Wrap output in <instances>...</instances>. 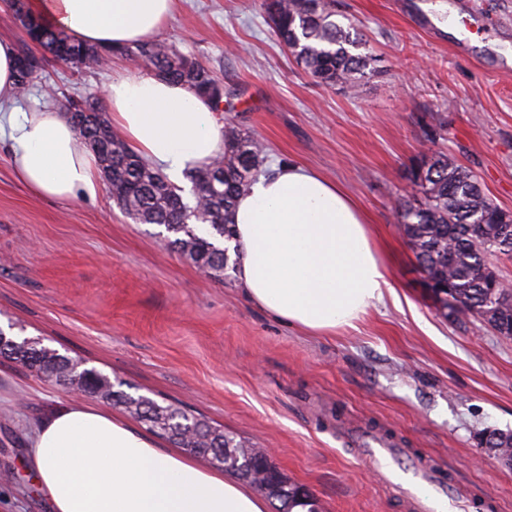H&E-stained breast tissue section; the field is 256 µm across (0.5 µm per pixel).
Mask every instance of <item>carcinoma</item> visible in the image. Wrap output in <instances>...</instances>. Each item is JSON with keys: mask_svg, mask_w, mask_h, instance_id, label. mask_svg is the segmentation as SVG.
<instances>
[{"mask_svg": "<svg viewBox=\"0 0 512 512\" xmlns=\"http://www.w3.org/2000/svg\"><path fill=\"white\" fill-rule=\"evenodd\" d=\"M276 37L288 47L298 65L319 82L354 91L379 73L376 56L335 0H261ZM26 39L18 53L35 43L47 50L45 64L83 72L101 67L102 55L117 53L150 66L156 75L188 86L208 98L212 110L224 102V82L203 65L164 42L145 39L116 49L92 47L67 33L28 16L24 2L12 5ZM85 106L81 125L75 128L79 144L95 147L108 191L123 212L140 224H158L173 234L168 244L213 278H224L236 269L230 259L232 214L237 197L260 172L266 146L224 128L227 147L223 163H212L188 178L191 200L165 176L147 167L116 134L100 126L98 104L80 99ZM409 177L420 199L398 208L400 231L420 268L430 279L423 281L436 310L459 324L470 320L490 323L512 318L498 272L488 263L493 254L512 256V212L498 206L484 191L477 175L444 154H424L410 169ZM485 225L481 234L470 230ZM0 357L34 372L44 382L69 393L78 388L104 403L125 408L147 428L190 456H201L212 465L238 476L279 502V512H319L313 494L288 480L274 465L257 458L251 448L224 434L208 421L172 404L161 405L142 395L114 389L112 380L94 369H78L55 349L29 339L17 340L0 329Z\"/></svg>", "mask_w": 512, "mask_h": 512, "instance_id": "carcinoma-1", "label": "carcinoma"}]
</instances>
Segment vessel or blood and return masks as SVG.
<instances>
[{
    "mask_svg": "<svg viewBox=\"0 0 512 512\" xmlns=\"http://www.w3.org/2000/svg\"><path fill=\"white\" fill-rule=\"evenodd\" d=\"M359 453L382 482L410 499L414 512H447L449 487L437 469L426 465L416 472L394 468L400 450L378 436L362 437Z\"/></svg>",
    "mask_w": 512,
    "mask_h": 512,
    "instance_id": "vessel-or-blood-1",
    "label": "vessel or blood"
}]
</instances>
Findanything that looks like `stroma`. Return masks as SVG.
Instances as JSON below:
<instances>
[{"label": "stroma", "instance_id": "35a3bbf8", "mask_svg": "<svg viewBox=\"0 0 512 512\" xmlns=\"http://www.w3.org/2000/svg\"><path fill=\"white\" fill-rule=\"evenodd\" d=\"M381 72L348 93L319 84L276 38L260 0H178L157 39L228 91L217 120L261 139L265 164L334 179L371 217L394 289L355 327L314 336L250 302L236 277L202 273L110 198L34 195L0 143V328L174 404L254 448L319 512H409L344 436L364 425L446 469L468 512H512V468L479 442L512 432V340L458 325L427 298L397 227L426 152L448 155L512 211V0H337ZM116 56L94 71L47 67L9 112L48 107L51 84L103 97L144 74ZM66 393L0 358V512H48L21 460L31 423Z\"/></svg>", "mask_w": 512, "mask_h": 512}]
</instances>
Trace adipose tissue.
Wrapping results in <instances>:
<instances>
[{
    "label": "adipose tissue",
    "mask_w": 512,
    "mask_h": 512,
    "mask_svg": "<svg viewBox=\"0 0 512 512\" xmlns=\"http://www.w3.org/2000/svg\"><path fill=\"white\" fill-rule=\"evenodd\" d=\"M32 13L78 40L130 44L156 34L174 0H28ZM110 120L146 163L174 183L212 164L224 131L203 100L158 76L116 77ZM10 163L36 194L96 199L106 186L95 155L52 108L0 113ZM237 281L257 307L292 327L333 333L382 302L387 269L368 219L336 182L295 164L259 176L236 202ZM50 512H267L263 498L222 469L164 448L91 402L55 405L35 421L22 460Z\"/></svg>",
    "instance_id": "ef3b65f1"
}]
</instances>
